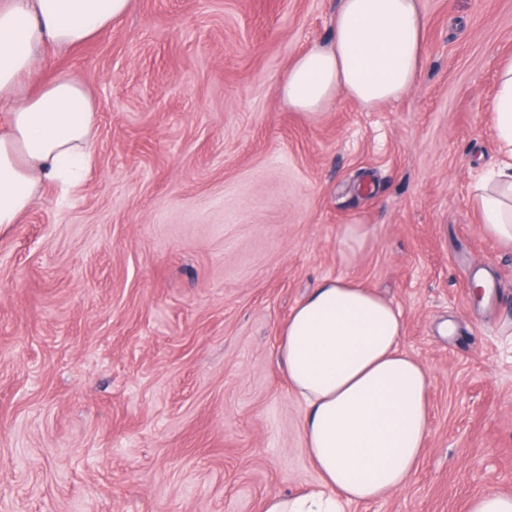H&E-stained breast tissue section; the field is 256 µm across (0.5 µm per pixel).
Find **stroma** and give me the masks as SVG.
<instances>
[{
  "label": "stroma",
  "instance_id": "stroma-1",
  "mask_svg": "<svg viewBox=\"0 0 512 512\" xmlns=\"http://www.w3.org/2000/svg\"><path fill=\"white\" fill-rule=\"evenodd\" d=\"M420 4L417 82L372 110L277 93L337 0H131L52 51L96 104L94 161L0 231V512H262L318 487L277 348L339 276L401 311L430 376L418 470L345 512L512 493V248L471 196L512 0Z\"/></svg>",
  "mask_w": 512,
  "mask_h": 512
}]
</instances>
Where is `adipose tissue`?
I'll return each instance as SVG.
<instances>
[{
    "label": "adipose tissue",
    "instance_id": "1",
    "mask_svg": "<svg viewBox=\"0 0 512 512\" xmlns=\"http://www.w3.org/2000/svg\"><path fill=\"white\" fill-rule=\"evenodd\" d=\"M130 0H0V229L20 223L44 185L78 184L93 157L95 104L47 48L80 45ZM419 0H340L332 39L303 51L278 86L297 112L337 96L375 108L405 96L423 64ZM491 110L501 162L473 187L485 230L512 247V58ZM402 314L356 282L324 280L291 312L278 363L304 406V450L321 487L274 494L264 512H344L404 487L429 437L426 368L401 347Z\"/></svg>",
    "mask_w": 512,
    "mask_h": 512
}]
</instances>
